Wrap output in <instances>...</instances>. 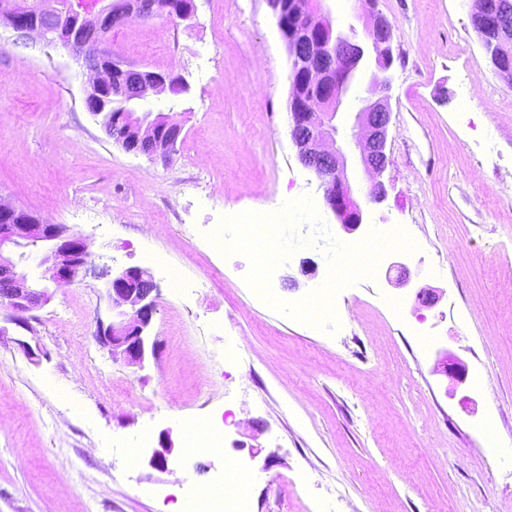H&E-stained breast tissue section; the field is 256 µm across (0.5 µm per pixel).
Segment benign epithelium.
<instances>
[{"mask_svg": "<svg viewBox=\"0 0 512 512\" xmlns=\"http://www.w3.org/2000/svg\"><path fill=\"white\" fill-rule=\"evenodd\" d=\"M369 17L364 39L356 31L333 29L320 0H268L291 58V92L288 109L290 135L299 162L322 181L327 209L347 233L358 230L368 211L355 196L348 177V160L367 174L369 201L382 202L386 188L381 176L390 159L386 154L391 120L389 82L375 83L380 95L366 100L356 113L350 132L340 135L335 123L342 96L362 67L375 66L383 73L393 63L391 23L376 11V0H356ZM3 24L20 37L36 36L50 45H61L90 74L85 106L94 116L112 111V98H126L128 112L121 122L123 134L114 142L125 152L163 162L170 158L182 125L169 115L138 114L137 107L151 93L178 95L189 90L184 78L172 71H154L123 62L102 47L112 28L132 17L151 19L158 14L156 0H90L86 6L61 9L59 0H36L34 12L3 9ZM476 31L500 77L512 83V0H487ZM30 249L43 250L52 264L46 270L56 285L70 284L93 267L86 238L62 224L46 223L31 212L0 203V308L12 311L8 321L21 328L28 324L21 314L38 309L51 298L23 269ZM107 294L112 321L98 326L97 342L112 358L128 365H143L155 356L157 342L151 335L158 288L151 274L129 267L112 275ZM438 371L461 384L466 366L444 349ZM173 452L170 437L148 458L152 467H165Z\"/></svg>", "mask_w": 512, "mask_h": 512, "instance_id": "1", "label": "benign epithelium"}]
</instances>
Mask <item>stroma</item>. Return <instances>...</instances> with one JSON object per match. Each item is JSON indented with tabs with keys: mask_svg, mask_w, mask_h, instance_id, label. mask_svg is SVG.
Segmentation results:
<instances>
[{
	"mask_svg": "<svg viewBox=\"0 0 512 512\" xmlns=\"http://www.w3.org/2000/svg\"><path fill=\"white\" fill-rule=\"evenodd\" d=\"M472 2L377 0L392 25L391 163L384 201L350 235L297 158L288 46L267 0H196L193 20L109 35L125 61L189 85L140 104L183 127L164 164L106 134L67 51L0 25V200L81 234L97 265L148 270L159 288L157 352L140 367L96 341L112 312L106 280L90 276L0 336V512H182L192 488L233 467L251 512H512V184L499 177L512 166V84ZM467 80L481 93L463 113ZM305 195L343 243L395 224L416 242L336 293L338 321L321 330L269 306L246 282L250 260L207 239L223 217ZM327 276L316 245L270 287L293 303ZM423 289L434 304L417 300ZM232 342L242 356L228 367ZM443 348L465 363V383L435 373ZM198 421L222 447L188 452ZM164 431L174 452L158 470L146 457Z\"/></svg>",
	"mask_w": 512,
	"mask_h": 512,
	"instance_id": "35a3bbf8",
	"label": "stroma"
}]
</instances>
